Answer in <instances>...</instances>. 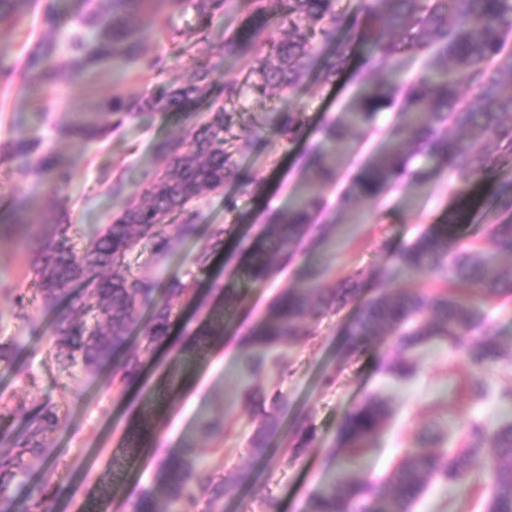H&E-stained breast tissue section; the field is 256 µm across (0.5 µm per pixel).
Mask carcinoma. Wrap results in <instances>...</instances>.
<instances>
[{
	"label": "carcinoma",
	"mask_w": 512,
	"mask_h": 512,
	"mask_svg": "<svg viewBox=\"0 0 512 512\" xmlns=\"http://www.w3.org/2000/svg\"><path fill=\"white\" fill-rule=\"evenodd\" d=\"M187 1L194 8V29L182 34L189 42L208 29L214 16L224 11L227 0ZM151 0H95L76 15L65 32L67 67L56 63L58 44L51 33L60 29L53 0L39 3L40 21L50 36L37 41L23 71L28 87L47 88L64 79L85 78L113 64L136 62L141 53L136 21ZM248 0L246 18L224 43V48L248 55L245 86L224 85V99L213 96L212 73L196 65L185 81L162 87L146 99L110 98L101 106L103 121L71 120L61 128L71 137L91 142L109 138L122 118L132 112L151 110L176 113L188 124L182 138L161 142L157 150L165 167L156 172L140 191V200L123 203L101 231L82 247L74 242L72 224L58 198L68 179L53 148L40 139L18 138L12 156L34 176L51 185L45 212L54 232L31 261L33 284L43 307L52 309L69 300V313L53 325L57 374L80 367L94 376L112 355L128 342L135 327L142 341L151 346L165 340L172 322L179 317L171 300L191 302L194 285L174 279L159 289L149 275L133 271L128 257L149 253L153 260L165 258L174 248L198 236L201 214L195 203L208 193H221L227 180L237 176L239 162L233 141L228 138L237 124L238 112L221 101L234 102L248 89L264 96L271 89L298 87L307 74L315 52L345 26L336 14L334 0ZM20 0H0V43L17 20ZM349 29L370 44L371 52L389 64L382 79L368 82L350 111L325 128L329 147L308 155L307 164L318 181L336 175V158L342 155L347 128L363 121L402 94L403 104L393 128L394 143L370 161L351 185L337 198L336 209L344 210L357 198L376 197L404 185L422 172L410 170L416 158L435 161L448 173L468 182H479L502 162H512V0H377L376 6ZM426 56L425 74L406 84L393 75L395 63L404 55ZM348 49H338L324 67V80L331 82L348 66ZM278 133L290 142L301 138L306 119L301 112H281L275 117ZM470 133L451 139L448 129ZM325 201L304 190L296 207L275 213L244 247L245 267L255 282L266 280L280 255H286L323 228L318 223ZM500 216L491 228L497 248L512 254V192L500 195ZM176 223V233L165 226ZM225 229L214 225L195 262L207 267L211 254L224 246ZM401 267L413 273L447 268L461 288L476 289L484 297L512 290L492 260L474 244H460L448 225L441 224L417 236L398 255ZM356 289L285 288L270 303L263 319L240 340L241 358L248 375L259 376L268 366L271 352L308 335V322L324 312L344 307L355 299ZM33 299L14 292L15 319L30 318ZM153 308L145 325H140L143 308ZM479 309L464 296L448 291L426 294L384 289L362 303L350 324L349 352L364 346L372 337L389 336L394 356L388 371L404 378L411 371L406 353L435 340L464 358L472 372L473 397L488 395L482 374L487 364L504 354L494 336L475 338L481 325ZM224 331V325L204 324L191 342L178 349L191 354L207 336ZM140 351H127L112 375V389L138 375ZM288 401L276 394L269 410L253 414L256 429L250 454L260 461L268 457L270 441L282 430ZM26 413L25 404L0 397V438L11 440L12 453H0V504L7 512H55L57 491L48 485L29 484L27 458L57 462L56 449L47 443L48 434L67 424L66 415L47 402L28 418L24 430L13 433L15 416ZM388 399L370 395L359 402L337 428L330 451L340 448L349 456L358 445L382 430L392 416ZM317 428L303 418L293 431L294 447L303 451L318 440ZM433 436L408 449L395 469L383 480H362L342 468L338 480L316 494L310 512H356V505L371 499L377 512H412L414 504L432 479L464 484L477 458L491 450L488 458L489 494L486 512H512V422L496 427L469 420L464 424V445L453 450L427 447ZM224 496V483L199 464L194 449L168 455L162 473L152 488L136 499L133 512H214Z\"/></svg>",
	"instance_id": "obj_1"
}]
</instances>
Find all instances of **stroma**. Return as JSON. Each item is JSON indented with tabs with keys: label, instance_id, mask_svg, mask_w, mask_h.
<instances>
[{
	"label": "stroma",
	"instance_id": "35a3bbf8",
	"mask_svg": "<svg viewBox=\"0 0 512 512\" xmlns=\"http://www.w3.org/2000/svg\"><path fill=\"white\" fill-rule=\"evenodd\" d=\"M22 14L9 38L7 63L14 75L11 83L0 84V338L14 343L12 365L0 366V393L26 401L33 411L49 399L68 414L66 427L48 438L59 452V465L34 462L28 477L29 482L46 483L58 491V512H85L86 503L111 484L113 473L121 467L127 477L106 510L131 512L140 492L154 483L163 458L188 442L198 449L201 463L217 470L224 480L219 512H265L270 497L278 501L280 512H309L312 497L338 468L327 448L339 424L369 395L387 398L393 416L367 442L356 464L359 474L368 480L389 474L407 449L416 445L424 427L438 429L441 447L453 448L468 420L495 426L512 419V406L503 405L497 397L499 389L512 387V354L485 370L483 378L491 394L483 400L472 397L468 366L442 341L412 352V374L397 379L387 370V337H378L351 358L341 359L344 326L354 312L350 305L325 314L301 342L276 348L278 365L256 379H247L241 368L224 366L225 349L238 345L284 288H329L359 271L364 274L359 292L363 301L384 287L410 291L447 288L445 271L413 275L397 264L396 256L421 232L452 217L457 218L464 241L477 242L505 276L512 278V256L496 254L490 238L496 195L512 188V164L499 166L487 180L474 184L448 175L435 163L418 161L411 167L427 172L423 183L358 201L341 214L330 208L324 216L331 224L326 240L293 261L277 265L262 283H253L246 276L236 250L214 255L206 271L196 269L193 259L211 226L224 225L236 239L253 236L277 209L286 208L299 191L310 186L311 174L303 155L307 149L324 148L325 126L360 95L362 86L353 79V71L366 75L383 71L382 64L364 48L352 51L351 72L336 85L326 84L316 67L296 89L242 98L238 103L242 123L236 132L248 145L239 158V179L227 182L223 194H209L198 201L202 217L198 240L179 244L159 262L146 253L131 258L135 269L163 283L195 274L197 295L205 302L202 313L222 318L224 334L210 337L200 354L186 364L176 362L168 347H152L142 356L139 376L143 385L134 393L112 392L106 385L110 374L106 368L94 377L78 369L64 377L47 374L44 361L56 313L38 306L31 320L20 322L12 315V291L29 284L34 251L52 230L43 221V202L50 185L10 158L13 141L34 137L56 149L70 174L60 198L77 230L76 243H84L119 209L110 191L112 184L122 181L127 200H135L147 179L164 166L157 143L181 135L184 121L169 113L135 112L125 117L108 140L94 143L60 137L57 125L91 115L106 99L142 97L157 86L179 83L202 62L212 68L216 87L243 82L247 58L225 49L224 42L245 18L247 0H231L230 9L213 18L205 36L189 43L181 33L195 22L192 8L168 4L151 8L138 18L143 54L135 63L116 65L92 79L62 82L49 89H32L23 83L26 56L43 27L37 9L28 2ZM286 111L305 114L308 126L302 140L291 143L276 132L273 119ZM397 112V106H390L349 129L346 142L350 150L341 158L335 181L319 187L327 203H334L359 170L389 144ZM243 181L257 184V191L240 192ZM228 195L237 199V208L231 213L224 209ZM215 277L237 288V305L225 306L223 297L211 294L209 285ZM476 306L484 316L479 335L512 343V293L490 301L477 300ZM31 373L41 378L35 391L25 385ZM329 373L335 374L336 381L326 388L321 378ZM248 386L267 396H286L289 419L308 416L318 429V443L299 456L292 448L291 436L283 433L272 440L271 456L255 463L248 452L255 424L242 395ZM156 404L164 406L165 413L150 449L118 465L133 417H145ZM214 415L223 416L224 430L203 434L201 419ZM251 467L260 478L248 491L235 485L233 477ZM487 498L488 478L480 460L465 486L432 482L413 512H484Z\"/></svg>",
	"mask_w": 512,
	"mask_h": 512
}]
</instances>
